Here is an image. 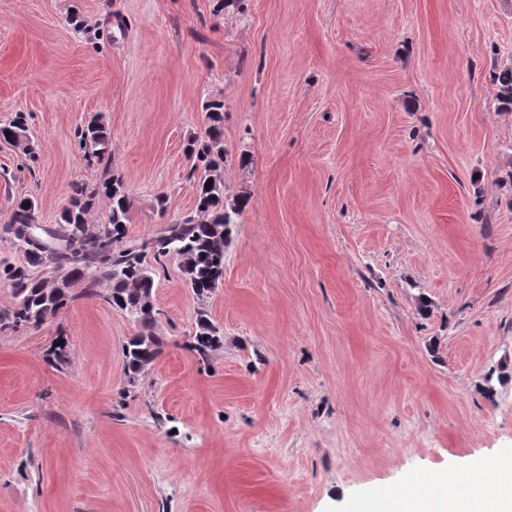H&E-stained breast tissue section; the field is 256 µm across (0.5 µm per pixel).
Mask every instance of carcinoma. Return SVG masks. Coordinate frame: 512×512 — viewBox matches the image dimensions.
<instances>
[{
  "instance_id": "carcinoma-1",
  "label": "carcinoma",
  "mask_w": 512,
  "mask_h": 512,
  "mask_svg": "<svg viewBox=\"0 0 512 512\" xmlns=\"http://www.w3.org/2000/svg\"><path fill=\"white\" fill-rule=\"evenodd\" d=\"M494 82L498 103L511 106L512 67L502 69ZM204 111L209 124L187 145L188 157L200 171L194 183V209L182 221L163 225L149 239L127 236L130 201L123 176L104 163L110 141L106 129L91 122L76 132L79 149L88 160L103 165V175L93 187L74 184L69 206L53 228L38 224L33 198L16 201L10 222L0 231L23 252L24 260L20 264L0 260V282L9 284L17 299L13 307L0 310V330L38 326L73 301L72 291L61 293L51 286L52 279L38 275L37 269L46 267L47 251L52 249L58 261L71 265L70 276L74 285L81 286L82 295L98 296L99 284L105 281L110 286L105 301L134 319L138 331L125 346L128 377L137 379L143 367L158 357L164 340L154 331V309L143 302L147 289L154 285L144 265L145 255L151 251L158 257H180L188 288L203 299L221 282L230 236L227 225L236 223L244 207V201L230 203L224 194V100H208ZM26 131V117L18 113L0 125V140L18 143ZM101 194L109 200L110 211L106 223L93 224L90 213ZM216 343L215 329L202 312L193 350L205 356Z\"/></svg>"
}]
</instances>
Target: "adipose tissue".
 I'll return each instance as SVG.
<instances>
[{
    "label": "adipose tissue",
    "instance_id": "1",
    "mask_svg": "<svg viewBox=\"0 0 512 512\" xmlns=\"http://www.w3.org/2000/svg\"><path fill=\"white\" fill-rule=\"evenodd\" d=\"M376 512H512V472H499L475 494L443 488L429 495L414 489L386 495L377 503Z\"/></svg>",
    "mask_w": 512,
    "mask_h": 512
}]
</instances>
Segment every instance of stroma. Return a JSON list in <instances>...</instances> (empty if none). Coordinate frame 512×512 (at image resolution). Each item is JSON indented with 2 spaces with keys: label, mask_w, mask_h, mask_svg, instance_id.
<instances>
[{
  "label": "stroma",
  "mask_w": 512,
  "mask_h": 512,
  "mask_svg": "<svg viewBox=\"0 0 512 512\" xmlns=\"http://www.w3.org/2000/svg\"><path fill=\"white\" fill-rule=\"evenodd\" d=\"M215 4L0 0V123L25 113L36 152L0 142V225L99 181L95 118L153 237L194 207L213 98L248 200L206 298L146 255L165 345L136 383L103 299L0 331V512H347L512 463V0ZM199 316V330L195 336L193 350H195L199 355L205 356L217 343V338L215 336L216 331L209 320L205 317L206 314L204 312H201Z\"/></svg>",
  "instance_id": "stroma-1"
}]
</instances>
